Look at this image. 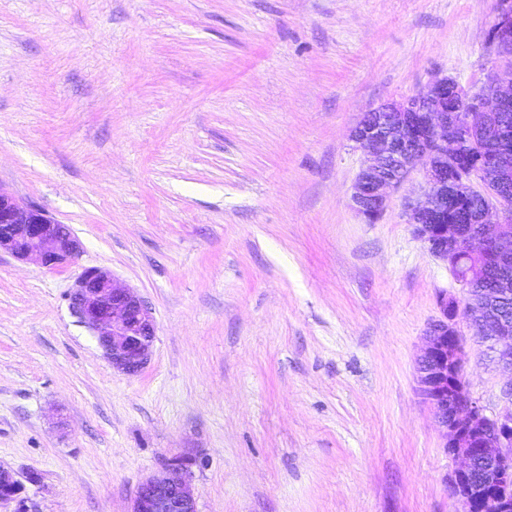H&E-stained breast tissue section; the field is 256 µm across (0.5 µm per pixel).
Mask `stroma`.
I'll use <instances>...</instances> for the list:
<instances>
[{
	"instance_id": "stroma-1",
	"label": "stroma",
	"mask_w": 512,
	"mask_h": 512,
	"mask_svg": "<svg viewBox=\"0 0 512 512\" xmlns=\"http://www.w3.org/2000/svg\"><path fill=\"white\" fill-rule=\"evenodd\" d=\"M499 0H0V190L67 225L57 268L0 252V467L29 512H128L191 458L198 512H462L418 364L446 264L351 188L370 109L507 61ZM150 308L113 369L70 309L85 269ZM467 389L512 380L465 318Z\"/></svg>"
}]
</instances>
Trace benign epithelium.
<instances>
[{
	"label": "benign epithelium",
	"mask_w": 512,
	"mask_h": 512,
	"mask_svg": "<svg viewBox=\"0 0 512 512\" xmlns=\"http://www.w3.org/2000/svg\"><path fill=\"white\" fill-rule=\"evenodd\" d=\"M500 50L512 57V7L505 2L495 21ZM512 111V72L494 75L478 90L440 78L403 103L383 104L366 113L351 139L367 149L369 158L353 184L354 210L373 223L387 208L384 189L398 186L420 162H425V199L410 208L415 235L430 253L454 268L460 254H491L512 260V199L499 198L508 229L488 221L490 208L474 218L466 230L448 219V207L457 200L460 182L488 183L466 164L463 147L478 145L482 131L499 112ZM27 258L34 256L49 268L72 260L80 243L69 229L41 210L21 206L0 191V250ZM440 318L428 331V345L418 372L421 391L447 432V452L465 465L448 479L450 491L466 512L473 503L479 512H512V409L490 418L467 392L463 367L466 351L457 330V318L488 333L484 343L495 360L512 368V321L500 318L484 324V307L460 305L439 297ZM70 308L78 321L95 333L106 358L116 369L140 372L148 362L155 339L151 313L130 288L118 285L108 271L89 268L79 276L70 294ZM190 458H170L165 471L145 479L137 488L129 512H197L188 479ZM23 485L0 469V504L15 502V512H26Z\"/></svg>",
	"instance_id": "obj_1"
}]
</instances>
